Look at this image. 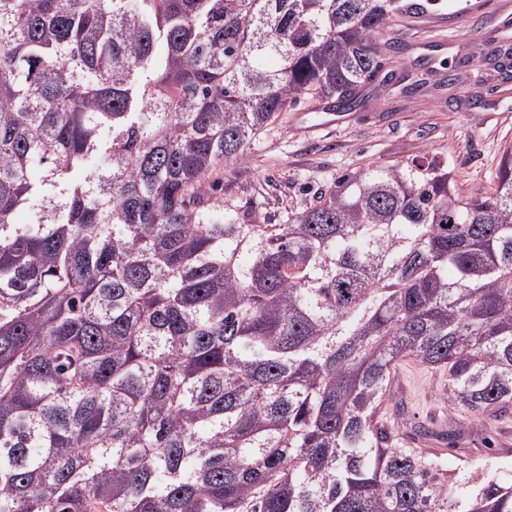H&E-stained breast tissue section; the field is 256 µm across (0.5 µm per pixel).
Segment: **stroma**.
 I'll list each match as a JSON object with an SVG mask.
<instances>
[{
	"label": "stroma",
	"instance_id": "35a3bbf8",
	"mask_svg": "<svg viewBox=\"0 0 512 512\" xmlns=\"http://www.w3.org/2000/svg\"><path fill=\"white\" fill-rule=\"evenodd\" d=\"M468 9H461V2ZM512 14V0H446L425 15H401L384 33L398 50L383 63L393 80L361 90L360 108L342 113L340 126L322 128L329 99H302L251 143L244 162L227 161L209 176L213 198L236 206L251 224H283L343 173L367 164L428 151L447 159L461 191H486L504 144L512 142V89L484 58L512 52L495 16ZM432 35L445 47L422 48ZM448 374L406 361L394 371L386 403L400 426L454 428L456 444L429 441L449 471L494 461L512 469V413L471 418L449 405Z\"/></svg>",
	"mask_w": 512,
	"mask_h": 512
}]
</instances>
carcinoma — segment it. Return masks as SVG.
<instances>
[{"instance_id":"obj_1","label":"carcinoma","mask_w":512,"mask_h":512,"mask_svg":"<svg viewBox=\"0 0 512 512\" xmlns=\"http://www.w3.org/2000/svg\"><path fill=\"white\" fill-rule=\"evenodd\" d=\"M442 2L0 0V512H512L384 411L405 360L512 411V147L474 195L426 152L285 224L206 196Z\"/></svg>"}]
</instances>
